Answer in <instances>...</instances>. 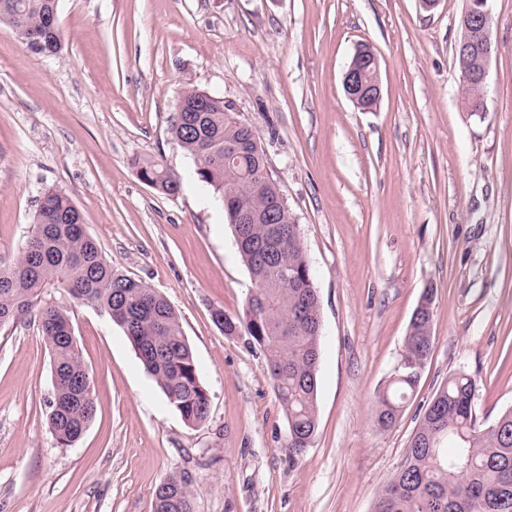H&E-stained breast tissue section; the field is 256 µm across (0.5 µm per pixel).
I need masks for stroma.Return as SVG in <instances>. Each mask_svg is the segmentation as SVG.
Returning a JSON list of instances; mask_svg holds the SVG:
<instances>
[{
  "mask_svg": "<svg viewBox=\"0 0 512 512\" xmlns=\"http://www.w3.org/2000/svg\"><path fill=\"white\" fill-rule=\"evenodd\" d=\"M464 0H59L62 48L0 25V265L45 190L67 194L118 272L165 296L210 395L191 426L109 314L58 296L96 414L72 447L47 423L52 361L38 321L0 327V512H152L187 474L197 512H372L426 405L458 372L490 425L512 408V0H490L496 50L482 115L455 65ZM379 59L371 111L346 97L356 46ZM254 131L299 226L320 304L318 428L302 454L267 362L227 336L254 287L233 230L170 127L184 89ZM154 160L180 182L144 184ZM434 291V343L395 425L373 410L412 313ZM139 179L154 185L155 190L162 194H175L180 188L179 181L161 163L144 160L137 165Z\"/></svg>",
  "mask_w": 512,
  "mask_h": 512,
  "instance_id": "35a3bbf8",
  "label": "stroma"
}]
</instances>
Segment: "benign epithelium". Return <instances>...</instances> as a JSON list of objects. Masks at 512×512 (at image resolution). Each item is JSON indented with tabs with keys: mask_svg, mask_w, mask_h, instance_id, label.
<instances>
[{
	"mask_svg": "<svg viewBox=\"0 0 512 512\" xmlns=\"http://www.w3.org/2000/svg\"><path fill=\"white\" fill-rule=\"evenodd\" d=\"M460 17L462 39L458 42L459 55L465 65L458 73L459 84L468 89H480L479 101H484L486 79L494 53L492 40V14L490 0H464ZM343 89L346 97L354 104L380 98L381 86L367 83L364 79V62L359 57L353 60L343 74Z\"/></svg>",
	"mask_w": 512,
	"mask_h": 512,
	"instance_id": "obj_1",
	"label": "benign epithelium"
}]
</instances>
